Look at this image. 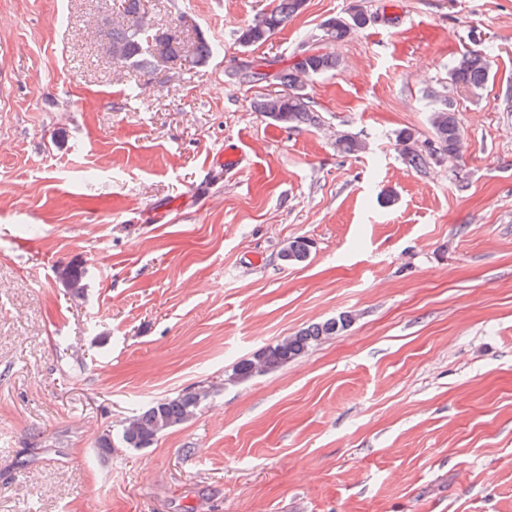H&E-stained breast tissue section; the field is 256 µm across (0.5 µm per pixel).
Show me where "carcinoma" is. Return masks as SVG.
I'll use <instances>...</instances> for the list:
<instances>
[{
	"mask_svg": "<svg viewBox=\"0 0 512 512\" xmlns=\"http://www.w3.org/2000/svg\"><path fill=\"white\" fill-rule=\"evenodd\" d=\"M118 12L109 21L96 26L99 45L111 50L112 64L133 68L150 76L159 63L182 66L192 59L203 62L210 57L214 46L203 38L187 42L178 24L159 26L147 11V0H118ZM305 0H274V6L258 14L238 36L245 47L267 42L283 29L288 21L301 12ZM367 14L359 11V19L347 14L324 20L318 32L304 39L292 62L276 71L274 79L282 90L278 94L260 95L251 102L254 111L274 123L289 129L317 124V116L305 92V80L342 67L336 45L355 30L365 26ZM490 76L489 61L480 48L464 52L448 74V90L431 95L430 127L433 139L426 148L418 145L414 134L407 130L398 133L396 143L403 160L418 168L439 157H452L461 147L462 130L456 116V105L449 92L464 89L480 94ZM310 253V242L296 238L288 243V253L280 256L286 266L305 262ZM57 277L70 294L81 298L85 292L84 261L74 259L57 268ZM353 322L349 312L323 322L315 323L267 346L250 359L236 364L228 376L230 382H241L262 373L275 371L298 359L322 340L345 331ZM205 393L185 391L175 397L159 400L132 418L121 429V442L126 448H149L157 438L174 426L192 418Z\"/></svg>",
	"mask_w": 512,
	"mask_h": 512,
	"instance_id": "obj_1",
	"label": "carcinoma"
}]
</instances>
